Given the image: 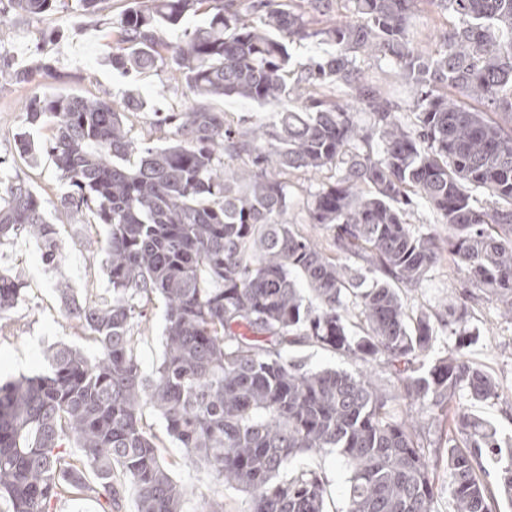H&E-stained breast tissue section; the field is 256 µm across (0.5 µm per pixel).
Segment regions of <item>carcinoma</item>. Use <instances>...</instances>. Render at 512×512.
<instances>
[{"label": "carcinoma", "instance_id": "carcinoma-1", "mask_svg": "<svg viewBox=\"0 0 512 512\" xmlns=\"http://www.w3.org/2000/svg\"><path fill=\"white\" fill-rule=\"evenodd\" d=\"M77 2L81 16L104 18L106 0ZM346 2L352 17L331 22L322 20L328 0H128L111 21L112 68H164L197 98L157 113L155 126L170 135L162 145L132 138L130 118L146 107L135 92L119 102L26 101L18 155L50 156L67 185L56 211L105 226L109 296H79L60 283L66 318L96 352L57 344L48 372L0 385V498L8 512H51L63 497L121 512L131 491L137 512H183V489L143 423L149 408L190 463L247 495L248 512H324L328 478L298 467L300 457L318 453L350 472L343 512H435L441 464L452 512L512 504V440L460 402L496 397L495 379L459 351L426 365L433 323L425 313L409 321L400 294L446 258L512 320V125L486 114L512 119V0H426L454 18L430 56L409 36L417 0ZM64 10L69 0H0V21ZM199 14L207 23L185 30L182 42L160 36L162 25ZM313 40L335 52L290 80V45ZM362 55L388 61L416 88L414 126L365 79ZM54 76L46 60L16 69L0 53L1 81ZM222 97L268 106L275 119L235 130L207 104ZM359 109L372 119L368 131L354 119ZM46 122L54 134L35 141ZM333 168L338 176L314 195L309 220L333 229L334 260L283 220L290 194L281 179ZM417 199L448 235L410 230ZM22 233L37 239L45 265L58 266L45 199L0 166V241ZM345 255L376 265L385 279L364 287L366 276ZM23 288L0 274V320ZM157 298L164 352L146 373L135 349ZM353 305L354 334L346 326ZM446 313L458 326L467 310L452 301ZM300 342L368 366L382 362L397 392L366 371L288 360L285 346ZM397 399L448 427L444 444L429 451ZM486 455L500 463L493 480Z\"/></svg>", "mask_w": 512, "mask_h": 512}]
</instances>
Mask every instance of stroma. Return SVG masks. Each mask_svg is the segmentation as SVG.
Returning <instances> with one entry per match:
<instances>
[{"label": "stroma", "instance_id": "35a3bbf8", "mask_svg": "<svg viewBox=\"0 0 512 512\" xmlns=\"http://www.w3.org/2000/svg\"><path fill=\"white\" fill-rule=\"evenodd\" d=\"M51 37L40 40L41 32ZM114 36L111 26L76 17L67 11L40 19L10 18L0 24V51L8 54L17 66H28L37 51H45L56 69V78L37 79L25 85L0 86V158L6 160L11 173L19 174L46 201H54L64 190L53 162L47 155H39L32 162L21 159L14 148L13 134L25 123L24 104L30 96L107 95L122 98L129 90H136L147 100L149 109L134 118L131 134L135 140L164 144L163 133L154 128L159 112H177L189 106L194 96L184 83L170 80L166 71L126 76L113 70L106 62L112 52ZM368 78L382 86L401 106V119L410 124L415 120L408 106L414 91L384 60L365 58L359 62ZM211 107L223 113L227 124L250 128L271 120L273 112L251 103L234 99L216 98ZM334 170L317 174L294 171L288 173V190L293 206L286 219L296 231L312 237L328 256H335L331 230L308 221V207L319 188L334 181ZM48 218L58 232L62 261L51 269L41 260L37 241L21 234L0 243V271L19 276L25 282L22 299L4 318L8 333L0 335V382L25 374L45 373L49 368L47 351L50 346L65 343L84 352L95 349L91 338L77 332L62 313L56 292L58 279H65L76 291L87 288L105 293L108 281L103 270L105 255L99 245L105 237L102 226H81L49 210ZM465 276L452 263L443 261L431 268L423 280L412 289L404 290L403 298L408 315L427 313L437 316L445 305L464 292ZM465 293V292H464ZM468 295V294H467ZM465 334L470 340L460 344L458 334L438 330L437 338L428 354L435 360L455 349H463L467 359L490 373L499 385V397L476 405L474 412L496 428L502 439L512 438V323L503 320L498 305L481 292L475 291L466 300ZM164 309L161 302H153L150 318L143 330L137 348V357L144 371H151L163 356L162 331ZM288 358L301 362L310 369L333 368L348 372L361 371L360 361L325 350L315 344H297L287 347ZM144 419L159 437L162 457L174 479L185 489L184 512H197L202 497L220 496L224 512H246L248 504L237 490L218 484L212 474L185 463L184 451L168 437L159 415L145 411ZM304 466L327 475L328 512H341L349 474L336 465L331 454L310 455L302 460Z\"/></svg>", "mask_w": 512, "mask_h": 512}]
</instances>
